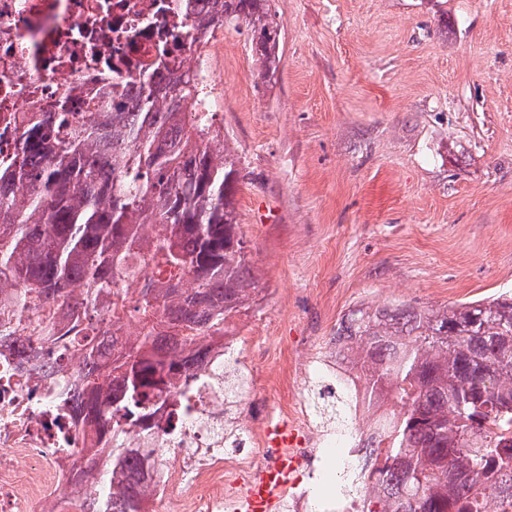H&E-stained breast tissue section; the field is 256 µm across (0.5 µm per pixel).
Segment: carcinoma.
<instances>
[{"label":"carcinoma","instance_id":"carcinoma-1","mask_svg":"<svg viewBox=\"0 0 512 512\" xmlns=\"http://www.w3.org/2000/svg\"><path fill=\"white\" fill-rule=\"evenodd\" d=\"M246 27L262 74L280 62L271 0H215L200 33ZM158 49L126 98L127 111L33 112L13 126L21 151L0 157V305L77 317L58 336L38 318L27 327L83 366L87 419L112 434L100 453L122 469L112 498L85 489L98 458L76 471L78 512H142L154 448H124V427L143 421L153 399L180 392L204 352L206 336L256 303L258 282L239 230L238 158L208 145L226 141L213 112H198L201 90L190 72L165 88L169 66ZM190 278L192 288L180 287ZM112 295L107 324L90 312ZM143 333L119 344L120 324ZM344 364L311 381L319 424L346 426L363 383L368 403L387 399L367 449L361 488L368 512H512V295L423 309L390 302L360 306L336 328ZM110 374L112 415L98 407L101 371ZM245 376L224 365V411L243 398ZM224 447L244 438L224 419Z\"/></svg>","mask_w":512,"mask_h":512}]
</instances>
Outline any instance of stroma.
I'll return each mask as SVG.
<instances>
[{
	"label": "stroma",
	"instance_id": "obj_1",
	"mask_svg": "<svg viewBox=\"0 0 512 512\" xmlns=\"http://www.w3.org/2000/svg\"><path fill=\"white\" fill-rule=\"evenodd\" d=\"M281 61L218 29V123L261 288L239 424L285 415L355 306L512 290V0H272Z\"/></svg>",
	"mask_w": 512,
	"mask_h": 512
}]
</instances>
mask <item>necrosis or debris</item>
<instances>
[{
  "label": "necrosis or debris",
  "mask_w": 512,
  "mask_h": 512,
  "mask_svg": "<svg viewBox=\"0 0 512 512\" xmlns=\"http://www.w3.org/2000/svg\"><path fill=\"white\" fill-rule=\"evenodd\" d=\"M195 26L188 0H0V114L18 125L33 112L93 111L103 96L123 103L140 63L173 41L182 48L181 69L206 91L201 111H213L224 79L197 49ZM105 72L111 83H102ZM32 319L0 313V326L13 329L0 347V512H57L73 489L76 462L104 445L77 404L79 360L31 345ZM233 342L210 338L179 424L160 413L150 432L127 428L124 447L164 456L146 512H240L247 489L238 473L270 456L262 440L249 455L224 452V354Z\"/></svg>",
  "instance_id": "necrosis-or-debris-1"
}]
</instances>
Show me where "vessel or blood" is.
I'll list each match as a JSON object with an SVG mask.
<instances>
[{
    "instance_id": "b4317fda",
    "label": "vessel or blood",
    "mask_w": 512,
    "mask_h": 512,
    "mask_svg": "<svg viewBox=\"0 0 512 512\" xmlns=\"http://www.w3.org/2000/svg\"><path fill=\"white\" fill-rule=\"evenodd\" d=\"M295 437L290 422L280 421L268 427L266 443L276 448L277 456L261 471L259 478L249 489L244 502L245 512H273L282 488L287 484L294 464L286 453V447Z\"/></svg>"
}]
</instances>
